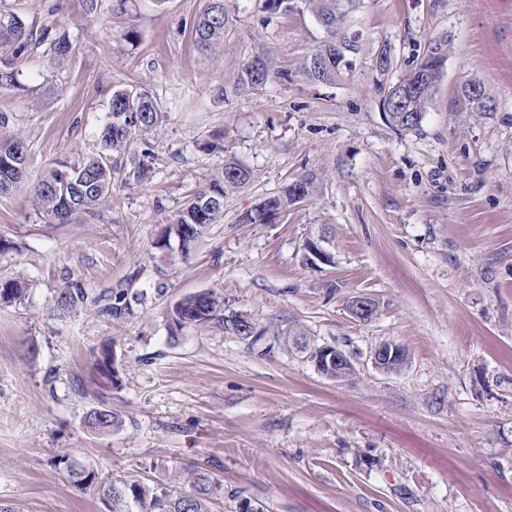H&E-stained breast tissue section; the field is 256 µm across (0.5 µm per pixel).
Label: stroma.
Listing matches in <instances>:
<instances>
[{
    "instance_id": "obj_1",
    "label": "stroma",
    "mask_w": 512,
    "mask_h": 512,
    "mask_svg": "<svg viewBox=\"0 0 512 512\" xmlns=\"http://www.w3.org/2000/svg\"><path fill=\"white\" fill-rule=\"evenodd\" d=\"M204 0H0L26 25L75 45L0 51L16 73L0 88V140L19 136L29 176L101 151L114 91H148L163 119L112 154V197L93 216L53 224L29 191L0 196V276L27 285L0 306V502L19 512H108L69 482L60 459L145 483L212 466V512H512V0H359L355 70L313 85L299 62L323 34L311 14L243 0L212 54L198 53ZM138 34L129 44L128 31ZM447 37L445 74L419 130L381 110L429 41ZM387 50L391 67L379 72ZM272 80L240 96L220 88L254 54ZM494 99L473 112L459 87ZM234 159L252 177L224 202L189 259L155 241L194 192ZM304 174L309 197L265 224L244 211ZM324 237L329 265L305 264ZM133 286V316L59 313L58 288ZM165 296H157L158 284ZM216 290L225 314L253 321L256 347L223 326L175 327L185 295ZM375 305L349 313L351 297ZM346 352L354 371L322 376L293 343ZM115 341L121 421L90 430L95 350ZM401 345L385 373L371 354Z\"/></svg>"
}]
</instances>
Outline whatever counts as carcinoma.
<instances>
[{
  "label": "carcinoma",
  "instance_id": "carcinoma-1",
  "mask_svg": "<svg viewBox=\"0 0 512 512\" xmlns=\"http://www.w3.org/2000/svg\"><path fill=\"white\" fill-rule=\"evenodd\" d=\"M355 0H262V8L274 13H305L314 16L324 35L316 40L300 65L299 72L311 84H331L353 71V59L358 53L360 34L351 31L350 8ZM240 10L238 0H207V5L194 25V45L208 52L224 40V31ZM47 44L54 57L71 54L74 45L64 33L52 36L45 28L33 32L13 12L0 13V48L21 52L35 45ZM448 37L430 41L415 65L390 85L382 98L386 120L403 131L417 130L423 121L437 84L444 75L447 60ZM273 75L272 60L265 54L250 57L236 75L222 87L224 96L238 94L248 88L263 85ZM461 98L476 112L490 111L494 104L484 88L476 81L460 87ZM112 121L102 131L104 149L119 152L140 129H151L162 119L158 102L146 91L117 90L109 103ZM28 150L18 138L0 143V195H10L28 188L38 210L50 220L65 224L73 217L93 215L112 194L114 168L93 156L69 167L55 170L36 181H28ZM250 177V172L233 160L224 164V170L196 191L177 218L164 226L157 240L158 248L171 247V242L184 225H193L196 237H201L207 226L216 223L224 213V200ZM314 177L304 175L274 197L266 199L257 208L239 217L241 224H263L288 207L310 195ZM25 288L21 282L0 276V304L11 305L22 300ZM146 302L142 292L130 287L115 288L97 295L89 293L77 282H68L55 297V308L63 313L93 309L101 316L121 320L134 314V307ZM173 323L186 326L219 324L233 332L249 346H255L263 333L239 330L249 319L240 316L224 318V294L209 290L187 295L173 303L169 310ZM95 379L99 389V405L86 416V425L106 433L119 425L117 416L107 406L106 393L120 386L115 367L113 345H104L94 363ZM70 482L80 491L97 493L111 503L110 512H211L210 505L224 494V485L212 473L191 470L183 481L192 493L176 491L172 483L161 480L151 485L133 479L105 481L94 470L78 463L62 461Z\"/></svg>",
  "mask_w": 512,
  "mask_h": 512
}]
</instances>
